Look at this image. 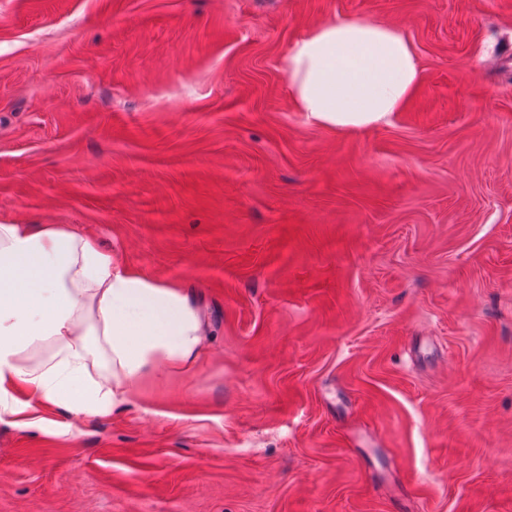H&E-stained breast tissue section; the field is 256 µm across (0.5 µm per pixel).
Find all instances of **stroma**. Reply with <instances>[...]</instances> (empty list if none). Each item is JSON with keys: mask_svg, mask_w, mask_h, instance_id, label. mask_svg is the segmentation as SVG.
<instances>
[{"mask_svg": "<svg viewBox=\"0 0 512 512\" xmlns=\"http://www.w3.org/2000/svg\"><path fill=\"white\" fill-rule=\"evenodd\" d=\"M401 29L387 125L308 123L310 26ZM512 0H0V223L179 287L199 363L0 419V512H512Z\"/></svg>", "mask_w": 512, "mask_h": 512, "instance_id": "35a3bbf8", "label": "stroma"}]
</instances>
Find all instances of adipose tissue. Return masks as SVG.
<instances>
[{"mask_svg": "<svg viewBox=\"0 0 512 512\" xmlns=\"http://www.w3.org/2000/svg\"><path fill=\"white\" fill-rule=\"evenodd\" d=\"M296 111L320 127L389 122L421 72L397 27L330 20L281 59ZM205 324L188 296L120 267L63 226L0 223V418L30 424L46 404L107 417L149 380L198 363Z\"/></svg>", "mask_w": 512, "mask_h": 512, "instance_id": "ef3b65f1", "label": "adipose tissue"}]
</instances>
